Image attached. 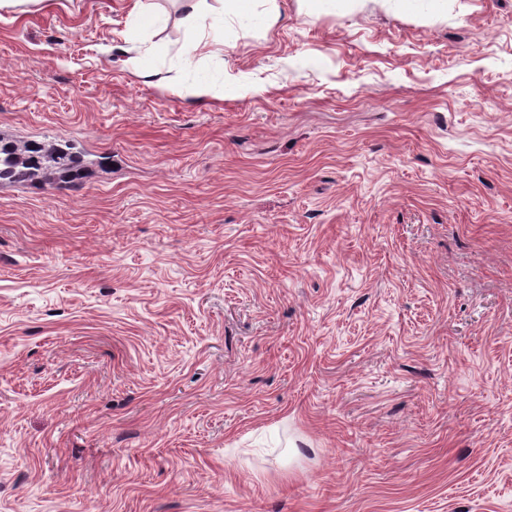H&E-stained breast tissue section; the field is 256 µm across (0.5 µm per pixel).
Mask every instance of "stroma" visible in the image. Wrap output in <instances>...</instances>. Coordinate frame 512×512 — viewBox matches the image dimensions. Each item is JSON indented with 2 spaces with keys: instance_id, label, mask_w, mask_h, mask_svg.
Segmentation results:
<instances>
[{
  "instance_id": "stroma-1",
  "label": "stroma",
  "mask_w": 512,
  "mask_h": 512,
  "mask_svg": "<svg viewBox=\"0 0 512 512\" xmlns=\"http://www.w3.org/2000/svg\"><path fill=\"white\" fill-rule=\"evenodd\" d=\"M151 3L0 16V512H512V0ZM186 14L183 18V25L188 36L187 53L195 51L202 43L199 33L201 21L209 12L207 0H187ZM74 148L70 143L53 144L40 152H31L4 143L0 138V185L22 184L35 179L51 185L67 184L86 168Z\"/></svg>"
}]
</instances>
